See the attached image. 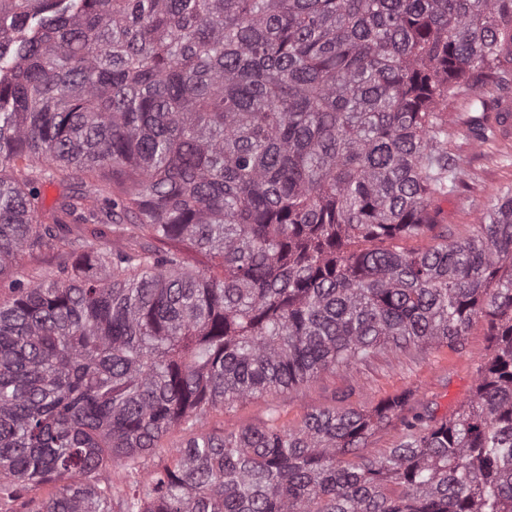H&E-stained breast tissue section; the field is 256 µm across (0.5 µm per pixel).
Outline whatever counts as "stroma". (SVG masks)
Listing matches in <instances>:
<instances>
[{"instance_id": "stroma-1", "label": "stroma", "mask_w": 512, "mask_h": 512, "mask_svg": "<svg viewBox=\"0 0 512 512\" xmlns=\"http://www.w3.org/2000/svg\"><path fill=\"white\" fill-rule=\"evenodd\" d=\"M471 114L466 97L449 100L448 147L465 164L455 194L438 205L449 235L458 240L472 235L480 209L512 186V129L496 144H477L468 131ZM494 345L489 322L482 319L471 326L463 349L433 345L406 355L386 353L350 370L322 374L285 393L210 410L196 430L257 427L274 411L282 422L293 425L314 409L370 405L403 392L412 393L417 404L429 406L436 419H445L474 393L478 370L492 356Z\"/></svg>"}]
</instances>
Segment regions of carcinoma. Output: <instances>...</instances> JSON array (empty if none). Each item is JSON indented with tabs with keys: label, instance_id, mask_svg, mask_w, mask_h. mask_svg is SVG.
<instances>
[{
	"label": "carcinoma",
	"instance_id": "obj_1",
	"mask_svg": "<svg viewBox=\"0 0 512 512\" xmlns=\"http://www.w3.org/2000/svg\"><path fill=\"white\" fill-rule=\"evenodd\" d=\"M478 86L486 144L512 0H0V509L512 512V189L462 241L432 207L463 165L448 99ZM47 182L76 188L48 207ZM43 250L64 261L18 271ZM479 317L473 395L384 454L361 448L406 394L147 462L211 409L457 350Z\"/></svg>",
	"mask_w": 512,
	"mask_h": 512
}]
</instances>
